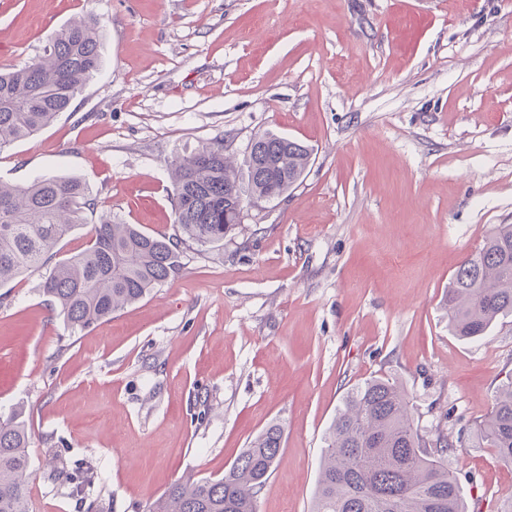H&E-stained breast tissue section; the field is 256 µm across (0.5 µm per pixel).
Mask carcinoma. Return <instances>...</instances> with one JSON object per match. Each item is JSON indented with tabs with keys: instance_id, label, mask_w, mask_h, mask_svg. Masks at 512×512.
I'll list each match as a JSON object with an SVG mask.
<instances>
[{
	"instance_id": "1",
	"label": "carcinoma",
	"mask_w": 512,
	"mask_h": 512,
	"mask_svg": "<svg viewBox=\"0 0 512 512\" xmlns=\"http://www.w3.org/2000/svg\"><path fill=\"white\" fill-rule=\"evenodd\" d=\"M100 25L90 19L60 29L43 55L0 68V151L50 125L101 65ZM245 155V182L230 174L224 143L172 161L177 237L150 235L97 212L79 178L43 175L24 186L0 184V286L26 271H44L42 294L71 329L107 321L149 295L180 269L182 246H211L238 224L232 191L281 196L298 185L311 149L271 132ZM93 233L76 255L55 260L59 246L88 215ZM461 339L488 335L512 316V224H497L454 273L443 301ZM283 427L273 423L252 440L221 478L174 482L147 512H256L255 497L274 470ZM477 438L512 464V381L494 395ZM443 437L414 426L407 393L395 381L371 378L343 398L325 437L311 512H465L460 484L448 471ZM21 409L0 416V512H30L32 472Z\"/></svg>"
}]
</instances>
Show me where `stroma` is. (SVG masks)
I'll return each mask as SVG.
<instances>
[{
  "label": "stroma",
  "instance_id": "obj_1",
  "mask_svg": "<svg viewBox=\"0 0 512 512\" xmlns=\"http://www.w3.org/2000/svg\"><path fill=\"white\" fill-rule=\"evenodd\" d=\"M79 16L100 71L66 112L0 152V182H86L99 208L175 232L170 164L255 134L312 149L302 183L246 204L218 248L111 320L71 330L41 275L0 286V413L29 434L32 512H146L222 477L284 426L257 512H311L343 396L373 376L444 435L467 512H505L512 465L473 439L512 378V318L453 336L448 284L512 224V0H0V66ZM94 477L82 488L75 467Z\"/></svg>",
  "mask_w": 512,
  "mask_h": 512
}]
</instances>
